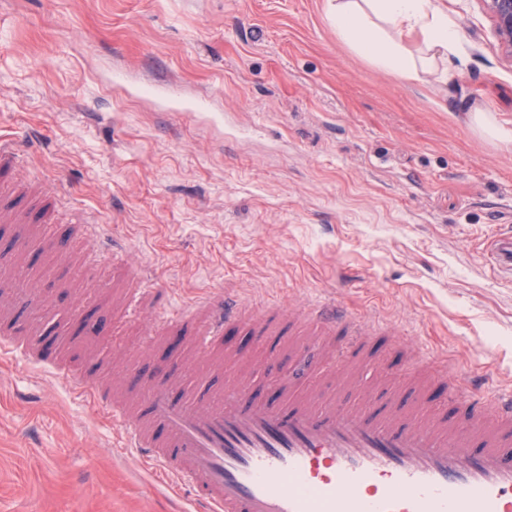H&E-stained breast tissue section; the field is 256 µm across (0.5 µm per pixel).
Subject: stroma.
I'll list each match as a JSON object with an SVG mask.
<instances>
[{
  "label": "stroma",
  "instance_id": "35a3bbf8",
  "mask_svg": "<svg viewBox=\"0 0 512 512\" xmlns=\"http://www.w3.org/2000/svg\"><path fill=\"white\" fill-rule=\"evenodd\" d=\"M467 66L404 85L337 41L324 0H0V136L24 170L64 179L71 209L147 268L163 312L229 288L294 314L330 297L394 336L375 366L447 359L483 398L512 391V281L487 264L512 231V151L460 119L512 121V58L481 0H447ZM182 96L171 108L155 85ZM46 326L87 318L72 373L125 386L153 316L77 296L47 257ZM290 375L318 387L302 336ZM172 492L92 398L47 365L0 352V512H171Z\"/></svg>",
  "mask_w": 512,
  "mask_h": 512
}]
</instances>
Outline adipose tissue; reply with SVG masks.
Listing matches in <instances>:
<instances>
[{
    "instance_id": "obj_1",
    "label": "adipose tissue",
    "mask_w": 512,
    "mask_h": 512,
    "mask_svg": "<svg viewBox=\"0 0 512 512\" xmlns=\"http://www.w3.org/2000/svg\"><path fill=\"white\" fill-rule=\"evenodd\" d=\"M338 41L400 82L448 81L467 60L444 0H325Z\"/></svg>"
}]
</instances>
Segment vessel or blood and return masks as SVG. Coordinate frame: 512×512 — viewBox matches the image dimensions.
Masks as SVG:
<instances>
[{"label": "vessel or blood", "mask_w": 512, "mask_h": 512, "mask_svg": "<svg viewBox=\"0 0 512 512\" xmlns=\"http://www.w3.org/2000/svg\"><path fill=\"white\" fill-rule=\"evenodd\" d=\"M23 163L16 144L0 138V226L15 229L18 243L0 268V346L31 360L53 354L40 328L25 314L37 302L38 276L25 244L42 235L61 191L44 180L17 176ZM60 252L76 277L104 288V265L125 255L104 250L86 215L71 222ZM493 262L512 278V233L494 241ZM138 320L156 309L157 285L145 272L131 275ZM338 336L349 359L363 357L371 330L336 304L313 305L301 318L268 304L245 305L222 290L189 310L170 314L153 336L190 330L194 356L242 367L246 380L213 390L206 380L183 385L182 364L157 365L135 401L110 395L102 379L77 378V387L100 399L123 424L127 445L171 488L189 487L191 512H512V394L486 408L476 388L458 392L447 365L431 367L366 391L360 407L294 395L278 350L259 363L247 353L222 349L228 331L264 338L296 328ZM448 385V401L429 404L433 381Z\"/></svg>", "instance_id": "b4317fda"}]
</instances>
